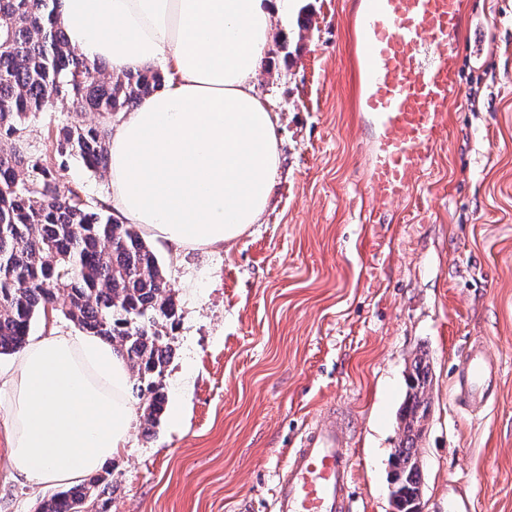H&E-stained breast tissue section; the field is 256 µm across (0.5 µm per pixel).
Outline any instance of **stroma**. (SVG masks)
Returning a JSON list of instances; mask_svg holds the SVG:
<instances>
[{
  "mask_svg": "<svg viewBox=\"0 0 512 512\" xmlns=\"http://www.w3.org/2000/svg\"><path fill=\"white\" fill-rule=\"evenodd\" d=\"M466 2L483 43L457 47L447 140L410 195L368 224L348 0H287L255 86L278 124L266 210L220 248L151 243L180 321L164 411L149 429L133 421L107 467L112 512H272L285 450L330 408L348 432L352 512H395L389 458L423 352V512H448L452 480L474 512H512V0ZM98 120L57 103L29 119L26 145L53 155L59 184L102 203L107 171L55 156L49 138L59 122ZM475 338L500 367L476 415L451 394ZM6 422L0 391V512H38L55 490L11 474Z\"/></svg>",
  "mask_w": 512,
  "mask_h": 512,
  "instance_id": "35a3bbf8",
  "label": "stroma"
}]
</instances>
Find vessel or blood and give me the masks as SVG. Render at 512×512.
Instances as JSON below:
<instances>
[{"instance_id": "vessel-or-blood-1", "label": "vessel or blood", "mask_w": 512, "mask_h": 512, "mask_svg": "<svg viewBox=\"0 0 512 512\" xmlns=\"http://www.w3.org/2000/svg\"><path fill=\"white\" fill-rule=\"evenodd\" d=\"M353 52L361 63L355 110L374 131L368 148L366 221L405 199L447 134L456 96L464 0H352ZM499 376L481 341L464 352L453 389L471 409L485 406ZM348 438L334 421L308 429L275 474L273 512H350Z\"/></svg>"}]
</instances>
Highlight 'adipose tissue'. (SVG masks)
<instances>
[{
    "label": "adipose tissue",
    "mask_w": 512,
    "mask_h": 512,
    "mask_svg": "<svg viewBox=\"0 0 512 512\" xmlns=\"http://www.w3.org/2000/svg\"><path fill=\"white\" fill-rule=\"evenodd\" d=\"M281 0H61L68 40L113 71L160 66L161 90L110 141L112 209L172 252L215 247L265 211L279 166L255 80ZM125 359L86 332L32 337L6 397L7 464L36 486L73 485L124 448L137 406Z\"/></svg>",
    "instance_id": "ef3b65f1"
}]
</instances>
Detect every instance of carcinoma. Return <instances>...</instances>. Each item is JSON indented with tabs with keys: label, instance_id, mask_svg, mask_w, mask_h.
Listing matches in <instances>:
<instances>
[{
	"label": "carcinoma",
	"instance_id": "carcinoma-1",
	"mask_svg": "<svg viewBox=\"0 0 512 512\" xmlns=\"http://www.w3.org/2000/svg\"><path fill=\"white\" fill-rule=\"evenodd\" d=\"M60 0H0V355L21 350L31 323L67 292L63 314L108 341L128 363L132 388L153 425L166 401L165 371L179 309L157 257L134 224L59 185L51 161L22 145L29 118L69 101L104 119L159 89L158 70L100 77L105 66L70 47ZM106 128L60 123L58 154L96 171L108 164ZM9 144V148L2 144ZM431 368L414 358L399 413L402 437L392 457L397 512L419 498L418 443L430 413ZM112 482L95 475L44 501L39 512H112Z\"/></svg>",
	"mask_w": 512,
	"mask_h": 512
}]
</instances>
